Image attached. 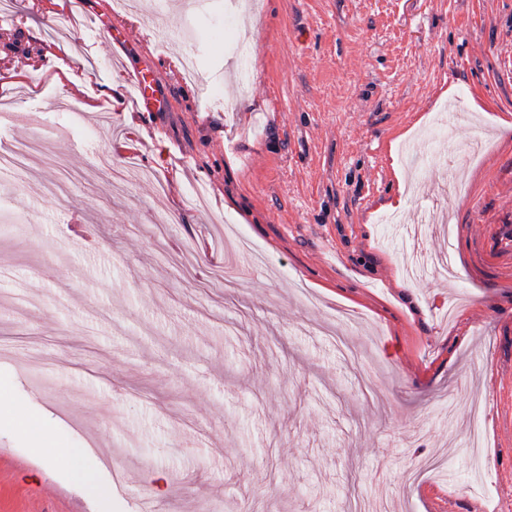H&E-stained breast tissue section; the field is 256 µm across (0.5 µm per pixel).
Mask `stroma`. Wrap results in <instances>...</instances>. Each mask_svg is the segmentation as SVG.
Returning a JSON list of instances; mask_svg holds the SVG:
<instances>
[{"label":"stroma","instance_id":"35a3bbf8","mask_svg":"<svg viewBox=\"0 0 512 512\" xmlns=\"http://www.w3.org/2000/svg\"><path fill=\"white\" fill-rule=\"evenodd\" d=\"M503 119L512 0H13L0 154L40 140L0 184V410L58 450L0 428V512H512ZM130 158L153 179L114 184ZM131 79L138 92L137 107L141 112H156L164 108L166 101L158 93L155 71L150 67L136 70ZM2 423L33 438L32 452L50 463L55 462L56 451L54 448H56L57 443L50 435L48 419L30 415L0 414V427Z\"/></svg>","mask_w":512,"mask_h":512}]
</instances>
